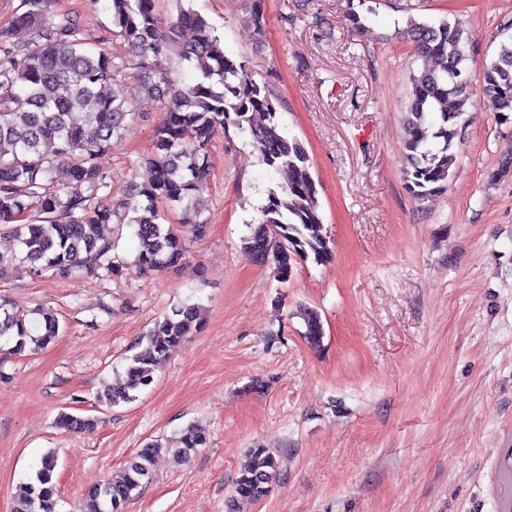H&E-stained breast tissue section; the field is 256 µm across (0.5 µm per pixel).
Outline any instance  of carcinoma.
<instances>
[{"instance_id":"1","label":"carcinoma","mask_w":512,"mask_h":512,"mask_svg":"<svg viewBox=\"0 0 512 512\" xmlns=\"http://www.w3.org/2000/svg\"><path fill=\"white\" fill-rule=\"evenodd\" d=\"M111 2L115 34L137 58L135 89L157 99L164 112L156 153L149 161L153 177L143 187L131 186L116 207L99 196L111 190L103 159L130 115L121 85L124 64L87 42L76 16L49 14L48 0H23L26 10L16 23L33 38L14 42L0 31V225L9 229L22 257L0 253V273L18 261L33 274L94 276L106 269L117 275L112 242L99 232L101 225L113 222L133 228L139 271L182 265L187 257L183 237L173 225L161 222L159 206L180 207L182 225L197 237L204 233L198 197L208 174V148L231 126L250 137L262 164L288 170V183L268 191L263 219L250 225L244 239L253 260L273 268L281 282L309 259L330 262L332 248L322 233L309 154L299 139L281 131L277 100L269 87L253 79L245 62L227 55L208 21L192 10H180L163 28L155 0ZM345 17L352 31L366 29V17L355 10L353 0H347ZM401 36L419 56L434 61L412 75L404 116V179L409 193L424 200L444 191L455 173L463 111L474 95L467 35L458 21H420L410 14ZM497 37L500 50L484 62L479 89L498 120L512 123V33L503 28ZM175 57L193 70L190 81L174 77ZM60 169L66 175L61 184L56 180ZM297 315L309 344L320 345L324 331L319 313L302 307ZM201 329L197 306L173 307L128 358L123 386L105 392L100 401L116 406L136 400L153 383L170 351ZM58 335L53 312L38 308L28 319L0 297V339L11 344L10 352L21 354ZM58 424L68 432L90 433L97 419L63 413ZM206 444L205 434L191 431L171 452L187 461ZM161 450L157 441L147 444L119 474L89 488L87 512H124L147 486ZM249 455L233 497L259 501L279 481L281 455L262 446L249 449ZM57 462L54 452L41 456L14 512H56ZM501 476L502 508L512 512V448L503 453Z\"/></svg>"}]
</instances>
